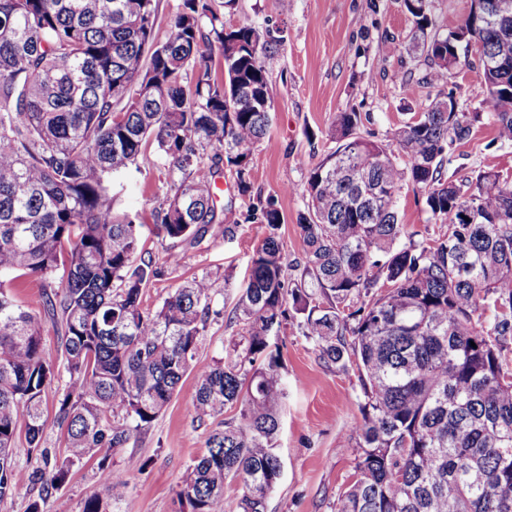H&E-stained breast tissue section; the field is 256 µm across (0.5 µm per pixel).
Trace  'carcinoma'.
<instances>
[{
    "label": "carcinoma",
    "mask_w": 512,
    "mask_h": 512,
    "mask_svg": "<svg viewBox=\"0 0 512 512\" xmlns=\"http://www.w3.org/2000/svg\"><path fill=\"white\" fill-rule=\"evenodd\" d=\"M497 3L472 0L464 22L440 33L429 0H403L426 82L446 97L387 143L356 132L358 113L336 116V149L302 190L303 262L283 254L274 198L247 211L269 234L235 304L241 333L224 361L200 365L201 336L223 314L214 281L194 276L144 310L142 290L161 270L137 261L144 224L114 187L142 163L161 166L169 193L153 211L157 235L234 236L216 178L233 169L237 192H249V157L274 111L264 58L283 37L226 26L216 0H182L162 40L156 0H0V277L35 278L44 294L41 315L0 281V501L21 481L19 435L48 458L47 316L60 325L69 381L58 409L65 454L31 475L43 492L95 457L102 489L122 497L127 479L100 451L148 428L194 369L193 415L237 406L241 423L210 436L178 498L187 512H217L235 479L242 512H265L283 476L273 441L286 385L272 339L298 316L321 358L355 361L363 390L355 478L337 512H512V180L442 176L482 119L453 91L473 51L480 107L495 141L512 143V17L498 18ZM409 186L446 232L405 235L398 202Z\"/></svg>",
    "instance_id": "carcinoma-1"
}]
</instances>
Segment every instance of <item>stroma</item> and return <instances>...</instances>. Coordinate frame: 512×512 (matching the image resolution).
<instances>
[{
	"instance_id": "stroma-1",
	"label": "stroma",
	"mask_w": 512,
	"mask_h": 512,
	"mask_svg": "<svg viewBox=\"0 0 512 512\" xmlns=\"http://www.w3.org/2000/svg\"><path fill=\"white\" fill-rule=\"evenodd\" d=\"M224 21H248L285 38L278 52L265 60L275 110L266 138L251 152V189L238 195L231 170L219 180L224 222L234 226V236L209 235L194 246L147 232L141 239L144 259L162 270L143 290L144 308L156 309L172 289L203 273L223 287L217 301L225 316L212 321L201 340L202 363L223 359L241 329L231 313L254 251L267 234L265 225L246 221L248 208L274 197L284 217L278 231L283 252L290 260H301L297 217L305 204L302 189L309 170L334 146L330 131L337 114L360 113V133L385 143L422 103L450 92L424 82L428 65L424 54L408 48L413 22L402 0H233L224 9ZM406 80L413 89L409 96L402 87ZM495 136L492 122L477 123L471 139L455 147L445 178L458 181L490 170L512 175V145L495 143ZM168 189L158 168L142 167L125 186L123 206L139 213L143 223H152V211ZM399 214L406 232L418 238L443 231L429 223L421 195L413 188L403 190ZM172 250L181 255L179 265L167 261ZM59 332L58 325L45 320L43 344L55 356ZM278 343L288 376L275 441L283 477L268 497L266 512H336L339 497L354 477L357 448L351 434L362 421L364 397L356 366L320 359L314 341L303 336L294 320ZM55 372L43 400V445L60 456L64 437L56 416L68 374L57 356ZM197 385L195 371H188L150 428L110 452L113 469L123 472L129 485L122 499L109 503V512H182L177 490L188 466L205 451L209 434L221 420L240 416L238 409L228 408L219 418H194L190 406ZM99 489L96 462L86 460L73 466L66 483L48 496H41L40 485L22 483L0 502V512H27L36 499L43 512H82L86 498Z\"/></svg>"
}]
</instances>
